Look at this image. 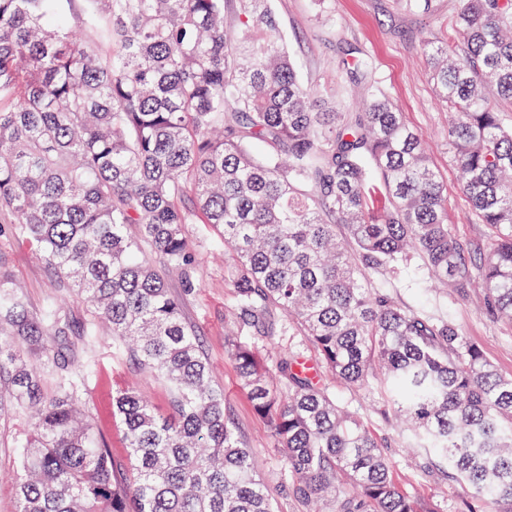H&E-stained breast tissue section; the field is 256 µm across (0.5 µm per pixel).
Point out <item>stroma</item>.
Instances as JSON below:
<instances>
[{
  "mask_svg": "<svg viewBox=\"0 0 512 512\" xmlns=\"http://www.w3.org/2000/svg\"><path fill=\"white\" fill-rule=\"evenodd\" d=\"M288 36V50L303 81L312 86L334 87L341 78L343 59L367 54L377 64L379 82L400 110L404 121L419 132L432 165L446 187L448 229L462 244L469 263H479L490 251L494 234L481 224L462 192L448 154V125L451 116L437 100L429 80V64L423 50L424 37L442 41L452 34V22L461 0H431L429 9H405L402 0H272ZM186 235L194 248V276L199 286L181 291L180 278L170 275L169 285L178 292L181 310L194 325L215 382L224 389V406L240 440L251 448L257 470L279 512H303L302 505L288 492V463L274 446L265 421L252 409L239 386L236 369L224 345V329L234 305V290L228 279L232 258L224 251L219 235L208 225L189 224ZM0 263L10 271L32 310L57 301L73 321L87 319L91 311L70 288L60 287L54 272L11 225L0 223ZM383 287L403 309L453 323L469 342L481 347L487 360L504 377L512 378V325L496 320L485 309L481 289L460 296L432 287L419 260H412L399 275H376ZM253 345L276 361L281 350L296 351L303 360L317 363L318 355L298 327L286 334L250 332ZM95 364L98 378L85 400L98 435L112 450L118 464H126L127 450L121 424L113 418V390L132 386L144 392L159 413L169 410L164 381L139 369L112 344L100 337L96 347L77 345L76 366ZM337 399L356 411L376 436L399 485L408 492L437 501L443 512H460L468 496L466 486L448 478L444 470L425 468L424 453L409 434L398 426L383 388L336 384ZM28 428V420L16 409L0 415V512H17L15 476L19 450L15 441Z\"/></svg>",
  "mask_w": 512,
  "mask_h": 512,
  "instance_id": "1",
  "label": "stroma"
}]
</instances>
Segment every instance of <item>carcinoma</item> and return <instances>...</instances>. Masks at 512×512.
Here are the masks:
<instances>
[{"instance_id": "carcinoma-1", "label": "carcinoma", "mask_w": 512, "mask_h": 512, "mask_svg": "<svg viewBox=\"0 0 512 512\" xmlns=\"http://www.w3.org/2000/svg\"><path fill=\"white\" fill-rule=\"evenodd\" d=\"M453 31L459 48L424 46L454 114L458 180L496 238L475 268L374 62L345 67L373 90L364 111H345V84L329 94L301 80L271 0H0V219L92 313L76 325L52 303L30 310L0 265V386L31 420L17 437L18 512H276L167 281L177 271L198 287L187 224L216 227L232 256L229 352L308 512L438 509L396 483L377 438L298 354H279L273 384L241 340L273 308L336 380L384 388L417 447L471 492L461 512H512V379L452 323L370 281L414 251L435 284L482 288L488 313L512 323V127L495 106L512 102V0H462ZM105 333L171 400L161 417L134 390L112 395L129 480L72 369L70 337ZM31 347L53 364L51 394Z\"/></svg>"}]
</instances>
